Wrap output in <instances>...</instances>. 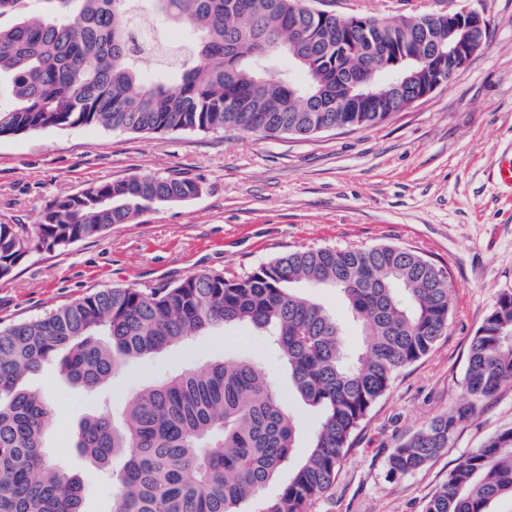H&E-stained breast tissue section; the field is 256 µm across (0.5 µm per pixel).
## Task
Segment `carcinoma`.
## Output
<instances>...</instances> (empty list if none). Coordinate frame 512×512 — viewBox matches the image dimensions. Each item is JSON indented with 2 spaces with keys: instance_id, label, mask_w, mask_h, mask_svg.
<instances>
[{
  "instance_id": "obj_1",
  "label": "carcinoma",
  "mask_w": 512,
  "mask_h": 512,
  "mask_svg": "<svg viewBox=\"0 0 512 512\" xmlns=\"http://www.w3.org/2000/svg\"><path fill=\"white\" fill-rule=\"evenodd\" d=\"M0 0V135L93 125L128 133L235 130L265 138L361 128L387 112H348L347 89L391 94L402 75H431L448 28L425 30L331 10L288 13L301 0ZM180 29L178 65L141 69L132 20ZM406 50L401 57L389 49ZM292 63L274 70L271 57ZM304 81L296 79V72ZM195 181L134 176L56 200L35 224L0 223V279L33 248L48 250L129 224L154 205L193 198ZM333 288L361 329L345 343L336 314L296 287ZM448 272L397 245L305 248L244 275L200 271L163 288L104 287L0 327V512H84L82 481L48 457L55 406L25 386L56 357L66 381L96 388L134 360L213 329L269 336L291 387L319 418L311 449L258 512H308L332 487L352 437L397 372L448 331ZM512 384V293L470 340L466 401L393 448L387 474H411L448 447L477 402ZM298 420L270 374L247 358L211 360L142 388L121 418L83 419L76 446L112 483V512H241L288 464ZM122 461L114 468V461ZM512 497V427L472 449L423 512H488Z\"/></svg>"
}]
</instances>
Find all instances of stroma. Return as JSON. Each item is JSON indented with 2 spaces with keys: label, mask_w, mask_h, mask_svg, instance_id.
I'll return each mask as SVG.
<instances>
[{
  "label": "stroma",
  "mask_w": 512,
  "mask_h": 512,
  "mask_svg": "<svg viewBox=\"0 0 512 512\" xmlns=\"http://www.w3.org/2000/svg\"><path fill=\"white\" fill-rule=\"evenodd\" d=\"M337 13L385 21L427 12H483L489 37L448 83L382 123L309 138L233 131L131 134L96 126L0 136V223L33 224L54 200L134 175L197 181L195 198L56 250L34 249L0 280V326L42 315L107 286L156 288L198 271L245 274L302 247L413 249L450 275L448 333L402 369L374 405L332 489L309 512H423L449 472L512 426V385L484 399L420 470L386 476L391 450L465 395L469 343L497 298L512 292V187L495 179L512 157V0H334ZM265 365L302 424L296 446L261 492L271 498L306 457L317 412L251 330H215L131 363L92 391L51 361L27 379L57 401L49 446L87 489V512H109L112 486L75 447L80 420L107 405L121 416L140 388L214 359Z\"/></svg>",
  "instance_id": "1"
}]
</instances>
